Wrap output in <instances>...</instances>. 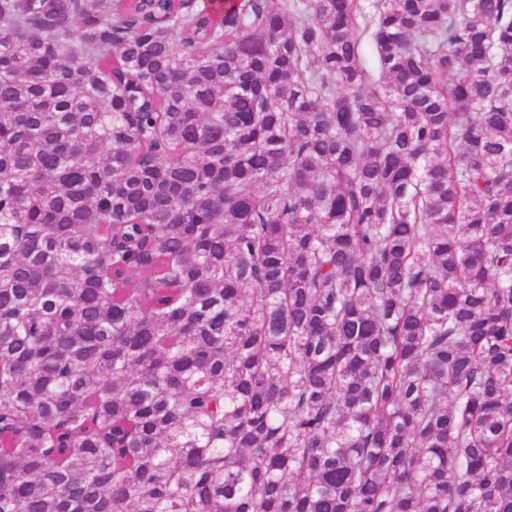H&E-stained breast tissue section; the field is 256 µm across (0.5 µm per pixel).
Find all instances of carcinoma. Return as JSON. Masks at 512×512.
<instances>
[{
  "label": "carcinoma",
  "instance_id": "1",
  "mask_svg": "<svg viewBox=\"0 0 512 512\" xmlns=\"http://www.w3.org/2000/svg\"><path fill=\"white\" fill-rule=\"evenodd\" d=\"M0 512H512V0H0Z\"/></svg>",
  "mask_w": 512,
  "mask_h": 512
}]
</instances>
